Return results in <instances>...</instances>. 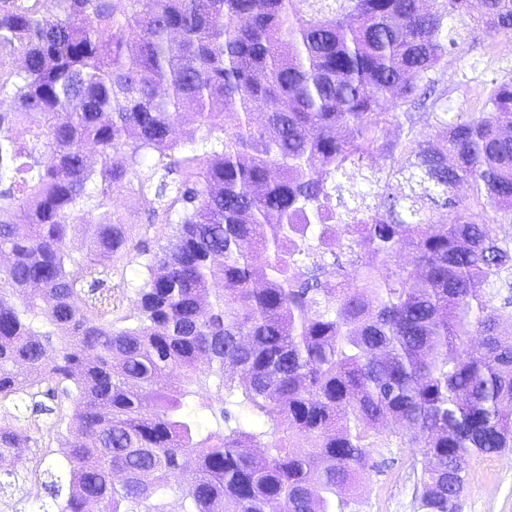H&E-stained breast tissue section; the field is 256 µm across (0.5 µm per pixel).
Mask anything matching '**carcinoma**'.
Wrapping results in <instances>:
<instances>
[{
  "label": "carcinoma",
  "instance_id": "carcinoma-1",
  "mask_svg": "<svg viewBox=\"0 0 512 512\" xmlns=\"http://www.w3.org/2000/svg\"><path fill=\"white\" fill-rule=\"evenodd\" d=\"M303 2L0 0V403L42 393L72 430L58 512H171L169 492L180 512H342L387 424L422 449V512H456L468 460L512 448L490 292L512 304V239L474 212L512 215V78L439 113L443 151L386 137L448 19L511 32L512 0ZM375 147L394 181L336 212ZM118 188L153 197L151 223L110 210ZM339 251L353 270L329 281ZM126 257L130 314L107 286ZM11 419L0 467L30 440Z\"/></svg>",
  "mask_w": 512,
  "mask_h": 512
}]
</instances>
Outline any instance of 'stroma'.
I'll list each match as a JSON object with an SVG mask.
<instances>
[{
  "mask_svg": "<svg viewBox=\"0 0 512 512\" xmlns=\"http://www.w3.org/2000/svg\"><path fill=\"white\" fill-rule=\"evenodd\" d=\"M472 18L453 20L455 43L449 46L441 63L429 73L441 100L436 110L398 113L389 126L388 137L399 140L403 130L414 127L424 137L435 134L436 112L455 114L482 107L496 81L512 77V59L494 61L499 44L511 41L512 31L485 35L474 32ZM391 160L380 150L364 154L336 194V209L344 211L359 199L375 203L390 170ZM373 458H386L385 466L360 473L345 512H420L416 500L413 467L421 458L418 448L391 441L388 448L374 449ZM27 474L23 462L13 472H0V512H51L53 501L46 490L25 501L14 500L15 486ZM456 512H512V448L491 456L471 457L467 483Z\"/></svg>",
  "mask_w": 512,
  "mask_h": 512,
  "instance_id": "35a3bbf8",
  "label": "stroma"
}]
</instances>
